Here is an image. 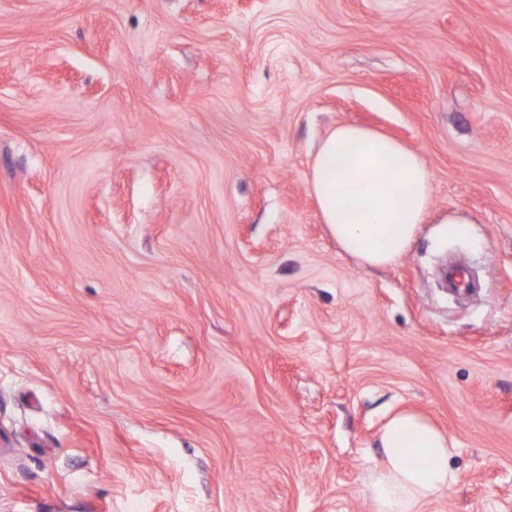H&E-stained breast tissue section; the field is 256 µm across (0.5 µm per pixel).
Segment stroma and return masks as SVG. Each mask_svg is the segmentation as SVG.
<instances>
[{
    "label": "stroma",
    "mask_w": 512,
    "mask_h": 512,
    "mask_svg": "<svg viewBox=\"0 0 512 512\" xmlns=\"http://www.w3.org/2000/svg\"><path fill=\"white\" fill-rule=\"evenodd\" d=\"M342 123L432 175L393 266L310 193ZM403 409L427 512H512V0H0V512H374ZM380 459L367 476L376 512H425L456 482V443L425 417L392 415L379 435Z\"/></svg>",
    "instance_id": "obj_1"
}]
</instances>
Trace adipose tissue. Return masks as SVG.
I'll return each mask as SVG.
<instances>
[{
  "label": "adipose tissue",
  "instance_id": "ef3b65f1",
  "mask_svg": "<svg viewBox=\"0 0 512 512\" xmlns=\"http://www.w3.org/2000/svg\"><path fill=\"white\" fill-rule=\"evenodd\" d=\"M308 185L337 244L365 266L398 263L432 206V177L415 151L377 131L333 128L320 143ZM367 476L376 512H425L455 483L456 443L425 417L392 415Z\"/></svg>",
  "mask_w": 512,
  "mask_h": 512
}]
</instances>
